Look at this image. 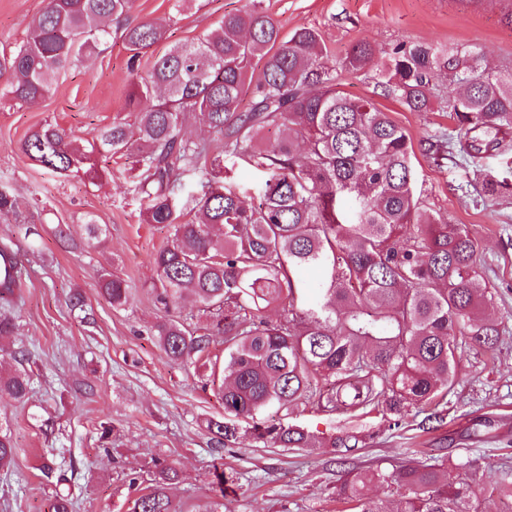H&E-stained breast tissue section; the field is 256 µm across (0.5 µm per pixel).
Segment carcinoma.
Here are the masks:
<instances>
[{
	"instance_id": "1",
	"label": "carcinoma",
	"mask_w": 512,
	"mask_h": 512,
	"mask_svg": "<svg viewBox=\"0 0 512 512\" xmlns=\"http://www.w3.org/2000/svg\"><path fill=\"white\" fill-rule=\"evenodd\" d=\"M135 0H50L25 42L0 55V98L25 106L45 98L53 78L83 53L112 38V23L136 62L164 38L153 22H128ZM375 49L355 44L341 66L372 67ZM320 34L300 25L283 35L258 0L224 13L190 43L171 47L137 77L128 94L129 118L115 119L89 140L53 124L31 131L22 152L60 177L79 171L95 178L98 160L131 161L148 199L151 224L170 228L171 240L152 257L153 289L164 315L155 325L165 355L189 362L224 337V358L210 362L220 382L224 414L252 421L253 439L280 448H309L319 439L344 455L359 447L348 431L320 438L300 426L270 423L316 399L324 411L382 409L394 424L418 405H438L459 381L461 354L494 350L501 322L482 316L494 292L484 278L477 240L465 224L444 223L415 191L414 149L408 132L372 103L336 90L322 59ZM261 65L254 77L255 65ZM457 91L445 108L465 135L469 156L504 147L512 134V72L477 70L476 57L457 48L400 42L376 67V84L411 112H428L441 75ZM249 107L241 110L245 97ZM194 115L213 135L201 141L184 128ZM276 130L270 141L266 133ZM494 138L483 142V136ZM434 159L448 157V136L425 139ZM239 160L269 174L259 202L225 186ZM200 169L207 191L185 219L175 193L180 176ZM15 275L0 278V303L9 306L24 270L17 253L0 246ZM112 307L126 306L132 286L116 273L97 279ZM288 300L282 304V300ZM282 304L276 321L258 315ZM206 315L198 334L171 310ZM329 385L314 397L310 379ZM23 370L0 376V393L26 400ZM210 443L237 440V428L211 419ZM15 445L0 429V468L14 462ZM456 466L408 458L399 469L346 477L337 496L354 512H477L470 484ZM173 465L138 495L129 512H176L167 486ZM402 482L407 493L390 511L363 492L369 483ZM485 496L512 500V472L484 484Z\"/></svg>"
}]
</instances>
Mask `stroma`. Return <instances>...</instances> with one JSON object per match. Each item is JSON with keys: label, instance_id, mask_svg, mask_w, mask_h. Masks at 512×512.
<instances>
[{"label": "stroma", "instance_id": "obj_1", "mask_svg": "<svg viewBox=\"0 0 512 512\" xmlns=\"http://www.w3.org/2000/svg\"><path fill=\"white\" fill-rule=\"evenodd\" d=\"M49 0H0V52L26 40ZM246 0H192L176 11L173 0H136L133 21L153 20L163 41L142 54L129 71L130 53L113 36L102 53L59 74L51 93L33 106L0 107V190L18 198V213L0 214V243L18 250L28 277L9 314L15 328L0 351V371L16 366L25 351L31 379L26 402L0 394V427L18 451L0 470V512H49L55 495L72 501V512H128L130 501L151 486L156 464L178 473L170 494L182 512H340L336 483L343 471L393 470L408 449L434 462L467 456L461 478L471 484L478 512H502L501 502L482 493L487 476L512 468V191L480 197L483 177L512 184V150H488L479 158L434 162L414 158L415 188L450 224L468 225L481 248L486 276L498 295L493 312L502 319L498 348L461 357V380L439 417L411 413L396 429L371 411L328 414L302 403L277 422L315 432L353 431L363 447L344 463L330 449L275 448L254 442L239 423L235 444H208L204 422L224 415L204 367L170 361L154 325L164 311L154 299L151 257L170 230L146 221L147 200L125 160L112 158L92 181L63 179L33 164L20 151L39 126L58 125L83 139L123 117L133 75H147L155 57L170 46L194 41L225 11ZM266 13L290 33L316 29L325 45L323 61L338 90L370 100L406 129L413 145L445 132L452 146L465 135L448 113L411 112L377 87L372 72L343 70L353 45L369 40L377 52L405 41L458 46L478 54L480 68L512 71V0H261ZM102 224L105 241L84 244L87 219ZM117 271L130 282L129 304L116 309L99 295L100 271ZM81 291L83 307L72 306ZM95 386L85 394L81 381ZM428 429H421V422Z\"/></svg>", "mask_w": 512, "mask_h": 512}]
</instances>
